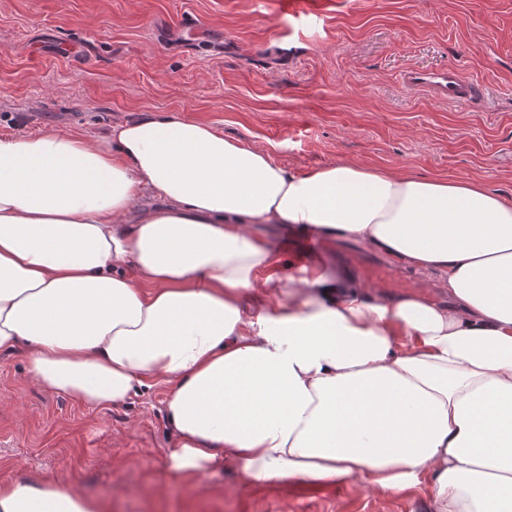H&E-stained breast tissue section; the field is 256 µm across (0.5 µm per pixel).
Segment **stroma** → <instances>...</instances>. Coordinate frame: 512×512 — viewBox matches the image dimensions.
I'll return each mask as SVG.
<instances>
[{
    "label": "stroma",
    "mask_w": 512,
    "mask_h": 512,
    "mask_svg": "<svg viewBox=\"0 0 512 512\" xmlns=\"http://www.w3.org/2000/svg\"><path fill=\"white\" fill-rule=\"evenodd\" d=\"M448 66L487 97L460 106L403 83ZM172 111L298 175L348 161L512 199V0H312L288 14L278 0H0V133L104 131ZM320 254L355 274L381 260L341 237ZM393 274V288L366 289L445 297L438 277ZM168 391L158 380L124 404L84 406L28 380L22 354H0V484L60 480L105 512H425L422 493L354 482L174 476Z\"/></svg>",
    "instance_id": "35a3bbf8"
}]
</instances>
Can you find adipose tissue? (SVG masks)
<instances>
[{"mask_svg": "<svg viewBox=\"0 0 512 512\" xmlns=\"http://www.w3.org/2000/svg\"><path fill=\"white\" fill-rule=\"evenodd\" d=\"M305 224L435 275L444 302L345 268L285 275L265 225ZM98 408L158 379L178 477L424 490L512 512V201L342 162L296 175L210 124L0 135V353ZM47 478L0 512H101Z\"/></svg>", "mask_w": 512, "mask_h": 512, "instance_id": "adipose-tissue-1", "label": "adipose tissue"}]
</instances>
